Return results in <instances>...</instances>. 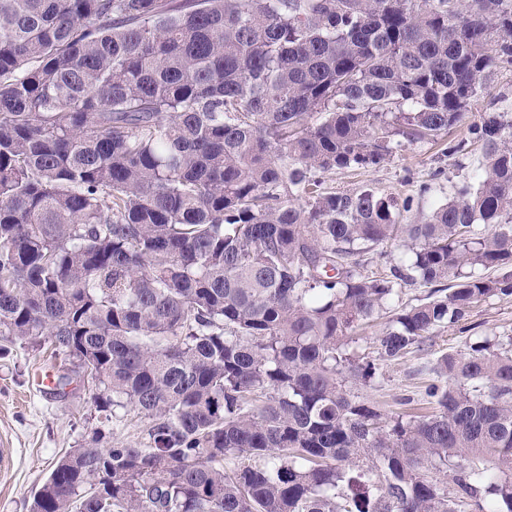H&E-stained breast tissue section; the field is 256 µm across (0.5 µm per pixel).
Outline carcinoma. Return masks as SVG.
Segmentation results:
<instances>
[{"mask_svg":"<svg viewBox=\"0 0 512 512\" xmlns=\"http://www.w3.org/2000/svg\"><path fill=\"white\" fill-rule=\"evenodd\" d=\"M499 63L512 0H0V352L49 344L148 419L31 512H512L511 335L441 355L428 415L346 386L405 285L453 281L382 359L512 298V114L448 144L482 156L419 222L425 183L324 180L448 134Z\"/></svg>","mask_w":512,"mask_h":512,"instance_id":"carcinoma-1","label":"carcinoma"}]
</instances>
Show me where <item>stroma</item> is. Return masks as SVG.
<instances>
[{
    "label": "stroma",
    "instance_id": "obj_1",
    "mask_svg": "<svg viewBox=\"0 0 512 512\" xmlns=\"http://www.w3.org/2000/svg\"><path fill=\"white\" fill-rule=\"evenodd\" d=\"M492 111L512 113V66L497 67L486 74L466 122L453 128L448 138L411 146L378 167L333 171L326 175V184L339 192L372 189L403 197L411 194L413 180H428L432 190L419 206L429 209L453 197L455 185L466 180L472 161L480 154L479 146L474 145L468 155H448L449 140L464 138L468 120ZM468 323L465 330L444 329L433 338L430 347L412 350L398 360H385L379 358L376 346L384 321L374 320L359 332L356 349L377 361L380 377L370 387L352 385V392L385 417L425 412L424 386L432 377L437 358L448 352L466 351L484 336L511 335L512 298H491L479 303ZM73 368L72 361L49 349L16 346L8 356L0 358V448H11L16 453L12 472L0 477V512H30L33 496L56 460L89 438L100 423H107L113 437L123 441L131 440L137 427L145 426V419L128 406L102 417L90 400L86 376L74 373ZM43 369L55 375L72 371L73 382L65 392L57 394L36 388L33 376Z\"/></svg>",
    "mask_w": 512,
    "mask_h": 512
}]
</instances>
